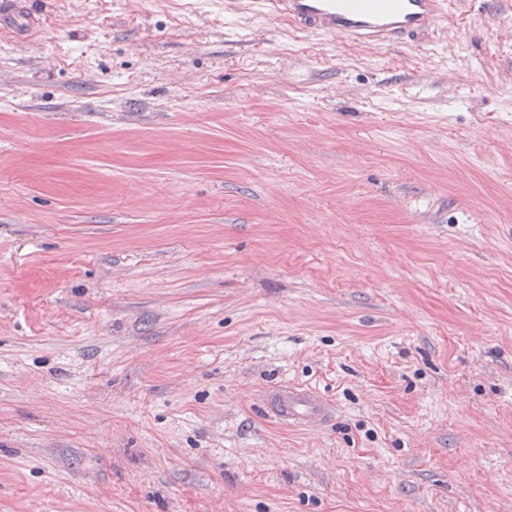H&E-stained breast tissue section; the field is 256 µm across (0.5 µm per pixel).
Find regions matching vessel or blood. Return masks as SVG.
Masks as SVG:
<instances>
[{
    "instance_id": "vessel-or-blood-1",
    "label": "vessel or blood",
    "mask_w": 512,
    "mask_h": 512,
    "mask_svg": "<svg viewBox=\"0 0 512 512\" xmlns=\"http://www.w3.org/2000/svg\"><path fill=\"white\" fill-rule=\"evenodd\" d=\"M267 12L284 14L311 30L354 42L391 45L436 30L447 0H258ZM17 40L40 25V18L10 0L0 11ZM266 413L289 428L314 430L333 420L335 404L317 388L291 381L276 383L263 397Z\"/></svg>"
}]
</instances>
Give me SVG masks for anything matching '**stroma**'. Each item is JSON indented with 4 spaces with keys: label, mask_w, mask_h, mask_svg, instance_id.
Segmentation results:
<instances>
[{
    "label": "stroma",
    "mask_w": 512,
    "mask_h": 512,
    "mask_svg": "<svg viewBox=\"0 0 512 512\" xmlns=\"http://www.w3.org/2000/svg\"><path fill=\"white\" fill-rule=\"evenodd\" d=\"M0 30V512H512V0L361 46L251 0ZM335 401L290 429L262 391ZM266 413L289 428L314 430L336 416L335 404L316 387L291 381L276 383L263 397Z\"/></svg>",
    "instance_id": "stroma-1"
}]
</instances>
